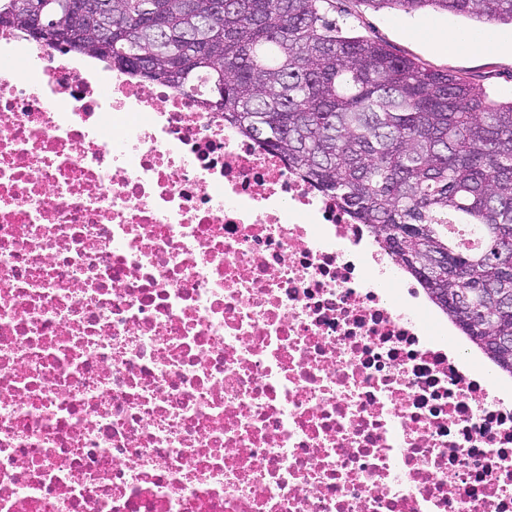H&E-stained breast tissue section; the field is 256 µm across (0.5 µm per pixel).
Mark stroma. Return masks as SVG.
Returning a JSON list of instances; mask_svg holds the SVG:
<instances>
[{"instance_id":"1","label":"stroma","mask_w":512,"mask_h":512,"mask_svg":"<svg viewBox=\"0 0 512 512\" xmlns=\"http://www.w3.org/2000/svg\"><path fill=\"white\" fill-rule=\"evenodd\" d=\"M329 15L347 32L386 44L396 55L413 59L437 71L463 76L499 101L512 99V57L493 46L478 53H458L433 44L423 29L430 24L464 30L488 39L512 32L506 23H485L467 16L433 10L407 14L391 9L375 10L362 0H332Z\"/></svg>"}]
</instances>
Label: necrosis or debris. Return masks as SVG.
Listing matches in <instances>:
<instances>
[{
    "label": "necrosis or debris",
    "instance_id": "obj_1",
    "mask_svg": "<svg viewBox=\"0 0 512 512\" xmlns=\"http://www.w3.org/2000/svg\"><path fill=\"white\" fill-rule=\"evenodd\" d=\"M104 69L0 30V512H512V401L375 233Z\"/></svg>",
    "mask_w": 512,
    "mask_h": 512
}]
</instances>
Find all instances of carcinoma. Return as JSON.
I'll list each match as a JSON object with an SVG mask.
<instances>
[{"label": "carcinoma", "instance_id": "carcinoma-1", "mask_svg": "<svg viewBox=\"0 0 512 512\" xmlns=\"http://www.w3.org/2000/svg\"><path fill=\"white\" fill-rule=\"evenodd\" d=\"M331 0H112L68 48L176 93L203 82L206 109L372 229L429 299L512 376V100L342 30ZM512 24V0H362ZM462 211L483 234L453 248L439 220ZM448 257L433 283L420 269Z\"/></svg>", "mask_w": 512, "mask_h": 512}]
</instances>
